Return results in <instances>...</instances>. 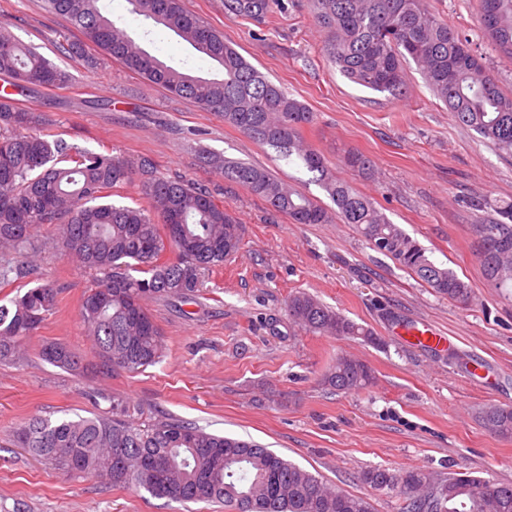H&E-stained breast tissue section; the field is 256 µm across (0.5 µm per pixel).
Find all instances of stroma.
Masks as SVG:
<instances>
[{
  "instance_id": "obj_1",
  "label": "stroma",
  "mask_w": 512,
  "mask_h": 512,
  "mask_svg": "<svg viewBox=\"0 0 512 512\" xmlns=\"http://www.w3.org/2000/svg\"><path fill=\"white\" fill-rule=\"evenodd\" d=\"M261 32L230 20L223 0H184L270 81L315 114L303 136L337 178L372 198L393 223L452 269L475 292L464 308L440 297L414 274L374 251L353 225L294 224L260 197L224 178L203 152L258 163L286 181L298 169L245 137L213 113L169 96L123 65L101 60L91 69L67 47L81 33L45 11L43 0H0V21L75 77L74 88L44 90L26 105L42 110L45 133L101 152L151 159L170 178L217 189L243 226L239 252L209 272L195 301L154 300L164 358L139 372L99 373L98 356L81 322L80 304L93 274L48 249L33 275L0 288V298L50 279L58 306L26 346L25 359L0 364V512H224L221 505H182L145 489L115 487L49 468L18 447L29 418L104 414L113 398L130 420L147 426L177 417L211 433L256 441L330 483L370 499L374 512H401L394 495L371 490L360 471L383 465L428 472L472 471L512 482V439L490 434L477 410L512 405V298L490 288L477 260L472 226L479 214L512 203V156L460 125L426 85L414 63L404 66L403 96L371 91L343 77L326 58L324 37L308 0H285ZM431 11L470 42L505 94L512 95V59L485 36L477 0H428ZM145 47L202 77L215 66L174 35L106 0ZM372 162L367 175L344 163L349 152ZM309 293L385 345L336 339L295 327L289 296ZM427 324L450 344L431 350L404 341L400 325ZM69 345L81 367L67 371L41 358L45 344ZM368 363L374 384L340 395L318 383L338 354Z\"/></svg>"
}]
</instances>
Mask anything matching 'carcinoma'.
I'll list each match as a JSON object with an SVG mask.
<instances>
[{
    "label": "carcinoma",
    "instance_id": "obj_1",
    "mask_svg": "<svg viewBox=\"0 0 512 512\" xmlns=\"http://www.w3.org/2000/svg\"><path fill=\"white\" fill-rule=\"evenodd\" d=\"M142 17L189 44L218 65L217 78L195 76L161 60L109 17L103 0H44L45 9L66 18L101 55L167 93L212 112L278 157L312 174L336 205V215L377 252L417 276L437 294L467 307L472 288L437 264L416 239L392 223L375 202L336 178L325 159L303 140L314 113L262 73L224 35L188 11L182 0H126ZM325 51L342 76L376 92L401 94L403 61L412 59L434 95L457 121L512 156V96L472 52L467 40L428 8L427 0H311ZM484 27L501 53L512 57V0H478ZM285 9L284 0H224L230 20L262 24ZM0 287L23 278L38 252L35 228L55 224L54 247L100 275L83 295L80 313L94 338L99 367L110 374L157 363L163 341L143 301L196 299L206 272L238 251L242 227L215 192L190 179L168 178L144 157L105 154L48 139L37 129L44 117L33 106L9 104L13 93L34 94L71 85L74 75L17 38L0 23ZM211 162L224 179L263 199L294 224H326L318 201L264 168L240 161ZM132 204L111 197L129 187ZM481 272L487 283L512 289V209L481 217L473 225ZM58 304L50 280L0 302V363L25 358V346ZM288 318L312 332L338 338H381L313 296L288 300ZM42 357L67 370L81 366L78 353L52 343ZM372 368L346 354L336 356L321 383L338 394L372 385ZM126 407L112 400V415L51 421L32 417L17 432L20 447L54 470L112 485L142 487L157 498L218 503L227 512H372L367 499L253 442L205 431L162 416L140 428L122 419ZM479 422L489 433L512 438V406L487 403ZM360 479L373 490L402 499L403 512H512V483L473 472L431 475L421 469L374 466Z\"/></svg>",
    "mask_w": 512,
    "mask_h": 512
}]
</instances>
